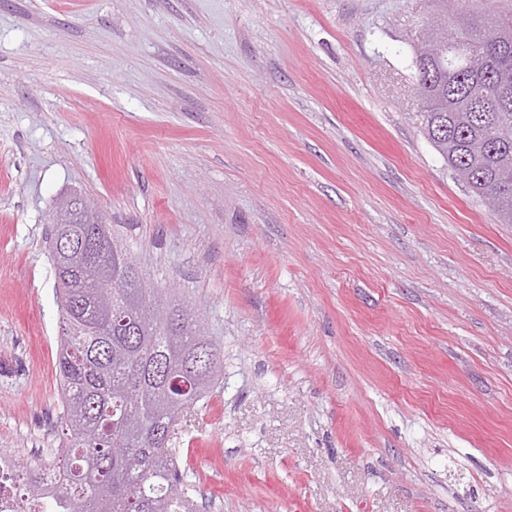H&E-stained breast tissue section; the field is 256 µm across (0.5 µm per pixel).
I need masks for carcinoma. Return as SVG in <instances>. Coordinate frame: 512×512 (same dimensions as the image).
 <instances>
[{
    "instance_id": "carcinoma-1",
    "label": "carcinoma",
    "mask_w": 512,
    "mask_h": 512,
    "mask_svg": "<svg viewBox=\"0 0 512 512\" xmlns=\"http://www.w3.org/2000/svg\"><path fill=\"white\" fill-rule=\"evenodd\" d=\"M447 23L431 72L416 70L421 131L454 174L480 200L497 198L494 215L512 224V106L496 102L501 70L512 78V14L491 21L435 0ZM99 253L50 260L62 316L57 336L63 434L56 491L63 512H176L182 474L170 448L172 420L224 376L214 341L195 325L183 300L154 285L110 224L51 225ZM217 353L216 370L181 393L163 373L192 374L196 353ZM43 494L22 485L15 512Z\"/></svg>"
}]
</instances>
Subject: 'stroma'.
I'll use <instances>...</instances> for the list:
<instances>
[{
  "label": "stroma",
  "mask_w": 512,
  "mask_h": 512,
  "mask_svg": "<svg viewBox=\"0 0 512 512\" xmlns=\"http://www.w3.org/2000/svg\"><path fill=\"white\" fill-rule=\"evenodd\" d=\"M432 0H0V448L63 439L46 233L77 192L224 378L190 512H512V224L424 137Z\"/></svg>",
  "instance_id": "obj_1"
}]
</instances>
